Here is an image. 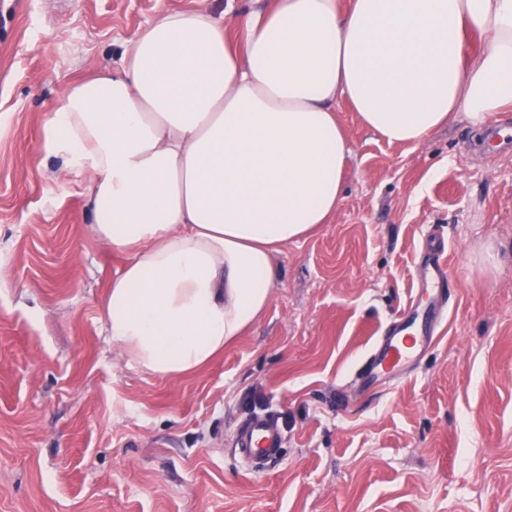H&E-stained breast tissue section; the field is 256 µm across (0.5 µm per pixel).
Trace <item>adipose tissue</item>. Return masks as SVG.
Listing matches in <instances>:
<instances>
[{"label":"adipose tissue","instance_id":"obj_1","mask_svg":"<svg viewBox=\"0 0 512 512\" xmlns=\"http://www.w3.org/2000/svg\"><path fill=\"white\" fill-rule=\"evenodd\" d=\"M161 13L44 124L56 177L86 182L94 239L127 261L107 339L156 376L195 371L268 307L273 256L330 223L348 138L388 144L512 106V0H275Z\"/></svg>","mask_w":512,"mask_h":512}]
</instances>
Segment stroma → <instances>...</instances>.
Here are the masks:
<instances>
[{"label": "stroma", "instance_id": "1", "mask_svg": "<svg viewBox=\"0 0 512 512\" xmlns=\"http://www.w3.org/2000/svg\"><path fill=\"white\" fill-rule=\"evenodd\" d=\"M224 0H0V512H512V139L464 120L390 145L347 103L331 223L274 257L254 325L162 378L112 354L101 307L124 255L83 182L52 178L62 91L117 66L160 13ZM459 280L436 342L392 386L357 371L415 292L427 234ZM271 413L277 462L245 469L237 424Z\"/></svg>", "mask_w": 512, "mask_h": 512}]
</instances>
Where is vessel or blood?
I'll return each instance as SVG.
<instances>
[{
    "label": "vessel or blood",
    "mask_w": 512,
    "mask_h": 512,
    "mask_svg": "<svg viewBox=\"0 0 512 512\" xmlns=\"http://www.w3.org/2000/svg\"><path fill=\"white\" fill-rule=\"evenodd\" d=\"M414 279L418 298L380 329L359 372L363 384L405 373L422 350L433 345L455 288L449 275L448 249L440 237L428 240ZM280 449L281 436L271 415H255L238 425L232 451L250 469L265 468Z\"/></svg>",
    "instance_id": "1"
}]
</instances>
